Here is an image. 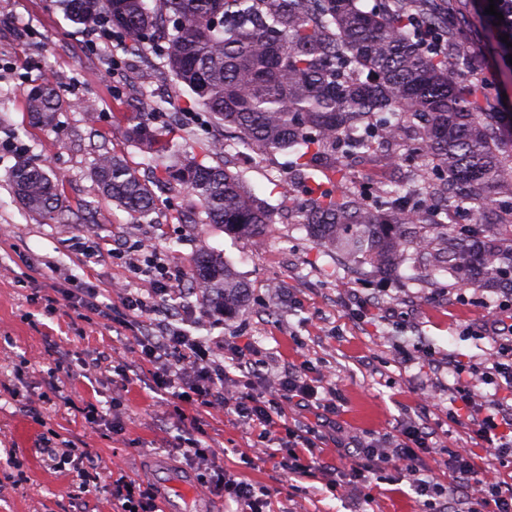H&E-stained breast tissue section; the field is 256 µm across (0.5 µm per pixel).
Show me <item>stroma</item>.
Instances as JSON below:
<instances>
[{
    "mask_svg": "<svg viewBox=\"0 0 512 512\" xmlns=\"http://www.w3.org/2000/svg\"><path fill=\"white\" fill-rule=\"evenodd\" d=\"M428 8L451 11L459 31L455 42L462 52L449 56L450 66L491 78L500 93L491 97L488 111L512 112V64L500 56L485 0H430ZM44 80L65 102L49 128L32 124L25 106L26 92ZM145 94L162 106L152 121L167 140L194 152L208 139H229L212 120L186 114V89L154 51L88 44L57 0H0V512H80L68 494V473L42 461L44 438L98 456L103 479L120 472L161 486L196 473L183 455L162 447L164 417L149 370L124 385L110 373L85 368L92 352L104 350L117 360L134 344L119 287L132 282L142 294L152 291L127 258L92 252L99 242L153 243L187 276L200 248L221 254L247 284L248 305L227 319L187 293L185 328L215 348L249 346L272 371L305 364L313 385L335 387L337 426L323 427L317 457H335L336 436L379 440L414 421L444 444L474 447L471 430L448 420L450 389L471 385L480 402L512 397V389L481 377L492 350L483 326L496 294L472 287L458 293L447 277L432 278L420 268H402L397 277L344 272L281 208L283 186L292 187L297 201L308 198L302 184L289 183V157L281 152L234 164L245 185L275 209L263 250L221 225L197 223L196 199L175 189L160 193L147 216L132 219L102 195L91 169L104 148L150 177L149 154L123 134ZM12 140L25 144L27 159L58 179L63 219H44L19 203L10 179L16 157L6 147ZM73 277L96 289L101 313L83 318L70 307L46 308L52 288ZM54 347L69 353L67 365L57 369L70 397L66 403L51 397L45 383L56 369ZM452 359L458 370H449ZM27 401L39 406V417L25 411ZM89 402L115 410L118 424L90 427L82 416ZM184 412L181 436L204 433L228 478L276 490L273 512H353L350 500L330 490L328 475L318 471L299 480L269 461L257 432L242 428L234 412L190 405ZM412 480L367 483L373 512H424Z\"/></svg>",
    "mask_w": 512,
    "mask_h": 512,
    "instance_id": "35a3bbf8",
    "label": "stroma"
}]
</instances>
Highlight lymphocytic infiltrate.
Returning a JSON list of instances; mask_svg holds the SVG:
<instances>
[{
  "label": "lymphocytic infiltrate",
  "mask_w": 512,
  "mask_h": 512,
  "mask_svg": "<svg viewBox=\"0 0 512 512\" xmlns=\"http://www.w3.org/2000/svg\"><path fill=\"white\" fill-rule=\"evenodd\" d=\"M131 264L138 273L150 278L149 295L124 289L120 299L123 308L135 319L129 329L135 345L131 356L119 361L111 354H99L92 362L94 369L112 372L121 380H129L131 371L149 364L154 388L161 396L208 409H233L247 429L259 431L261 438H271L289 402L321 407L336 412V401L323 398L308 380L304 368L293 365L278 373L265 371L262 362L252 358L249 349L237 345L230 352L211 351L206 341L190 336L171 321L179 313L185 294L184 276L171 268L154 248L139 245L131 251ZM497 317L490 327L494 342L490 365L484 378L512 388V291L503 292L496 307ZM240 372L246 381H259L264 395L254 396L233 389V372ZM454 398L468 406L467 416L450 414L452 422L467 420L482 449L491 453L486 466H477L469 448H445L442 463L448 472L447 485L423 480L415 485L421 493L433 494L432 512H512V483L501 478V472L512 469V404L490 400L473 405L469 389L456 387ZM430 432L417 425L407 426L389 446L361 441L351 448H341L337 458L342 465L340 476L332 482V490L350 498L360 506L359 492L370 476L386 472L414 473L420 454L431 452ZM316 432L305 429L295 435L284 448L282 463L297 477H307L319 460L315 454ZM41 453L47 465H71V486L75 499H82L92 482L98 478V462L74 449L44 442ZM121 512H160V492L142 486L125 474H118L107 486Z\"/></svg>",
  "instance_id": "f902f5d3"
}]
</instances>
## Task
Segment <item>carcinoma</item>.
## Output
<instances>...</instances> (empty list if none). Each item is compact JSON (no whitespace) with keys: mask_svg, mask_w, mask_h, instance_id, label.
Returning <instances> with one entry per match:
<instances>
[{"mask_svg":"<svg viewBox=\"0 0 512 512\" xmlns=\"http://www.w3.org/2000/svg\"><path fill=\"white\" fill-rule=\"evenodd\" d=\"M66 0L67 17L87 25L104 14L125 46H157L163 65L236 142L212 140L205 156L174 149L150 129L159 105L144 96L126 135L159 163L153 182L103 151L92 166L103 193L134 217L153 208L154 187H180L198 199L203 223L220 224L254 245L273 211L229 170L244 145L264 156L286 151L292 179L307 184L297 223L343 264L396 274L409 250L427 255L429 273L460 284L504 288L512 273V143L483 111L481 83L454 73L448 54L424 51L410 12L376 0ZM441 36L456 37L444 12L424 13ZM30 120L53 125L62 105L52 82L26 93ZM405 150L407 193L374 184L361 190L354 167L380 151ZM15 194L30 212H63L59 183L26 158L15 163ZM467 205L493 207L497 222L457 224ZM192 285L224 317L248 304V286L203 247Z\"/></svg>","mask_w":512,"mask_h":512,"instance_id":"cac0c4a2","label":"carcinoma"}]
</instances>
